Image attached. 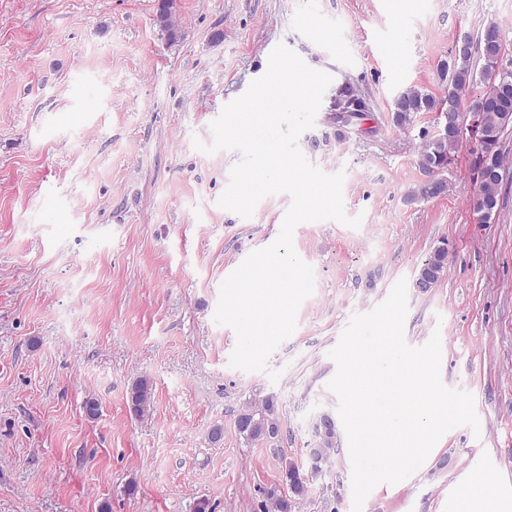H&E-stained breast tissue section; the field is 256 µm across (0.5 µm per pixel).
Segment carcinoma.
I'll return each mask as SVG.
<instances>
[{
  "label": "carcinoma",
  "instance_id": "cac0c4a2",
  "mask_svg": "<svg viewBox=\"0 0 512 512\" xmlns=\"http://www.w3.org/2000/svg\"><path fill=\"white\" fill-rule=\"evenodd\" d=\"M174 0H161L156 22L166 32L168 39L178 38V25L173 11ZM501 45L498 25L489 23L479 38V63H474L467 54L454 59L448 75V93L443 97L410 89L401 93L394 101L393 122L403 127L412 121L418 112L448 113V126L425 141L418 153L417 165L428 175V179L417 184L405 196L404 201L414 204L421 200L445 196L448 179L444 173L451 164L453 152L459 143L454 130L460 125L461 93L470 86L481 83L483 92L470 101L469 110L479 120L480 153L477 157L478 186L472 198L473 211L483 224L490 222L499 203L501 182L487 177V166L503 168V155L498 145L504 131L512 126V61H499L493 48ZM448 271V248L439 246L420 265L413 287H419L422 278L442 281ZM153 398V383L147 376L136 378L129 389L127 405L130 414L144 416L150 409ZM241 435L250 439L274 438L273 432L281 429L273 399L268 398L261 408H245L236 419ZM338 433L331 430L318 435L316 446L309 450V457L317 463L329 460L335 452ZM321 469L312 468L303 473L295 462H288L282 469V484L286 490L275 486L265 491L266 500L261 502L260 512H292L296 500L304 497L308 484Z\"/></svg>",
  "mask_w": 512,
  "mask_h": 512
}]
</instances>
